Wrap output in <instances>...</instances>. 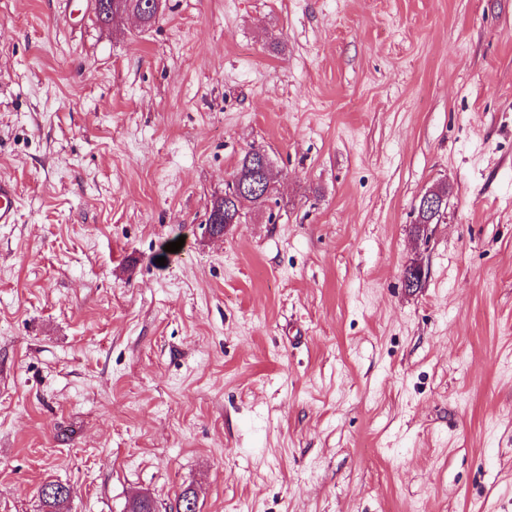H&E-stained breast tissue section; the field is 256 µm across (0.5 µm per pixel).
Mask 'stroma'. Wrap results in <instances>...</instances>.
<instances>
[{
    "mask_svg": "<svg viewBox=\"0 0 512 512\" xmlns=\"http://www.w3.org/2000/svg\"><path fill=\"white\" fill-rule=\"evenodd\" d=\"M1 177L0 512H512V0H0ZM111 1L112 5L113 1H119L121 2L122 6L121 10H118L116 12H113L112 9V17H110L108 9L103 8L104 2L110 3ZM97 2H99L102 6H100L99 8L95 6V13L97 19L104 24H108L109 22L113 21L118 15L125 13L138 17L143 27H149L152 25V23H154L158 12L148 10L147 5L149 0H97ZM260 153V151L253 150L244 155L231 181L227 183L224 189V196L214 201L212 207L219 201H221V206L224 207V222L221 224L240 223L242 207L238 206L233 199H236L238 192L237 187H239L243 181H247L249 178L253 177L258 166ZM18 209L19 200L14 184L0 178V224L16 223ZM44 487L50 488L51 495L42 497L40 495ZM38 499L42 512H63L65 505L71 498V488L69 485L58 481H46L38 488Z\"/></svg>",
    "mask_w": 512,
    "mask_h": 512,
    "instance_id": "35a3bbf8",
    "label": "stroma"
}]
</instances>
